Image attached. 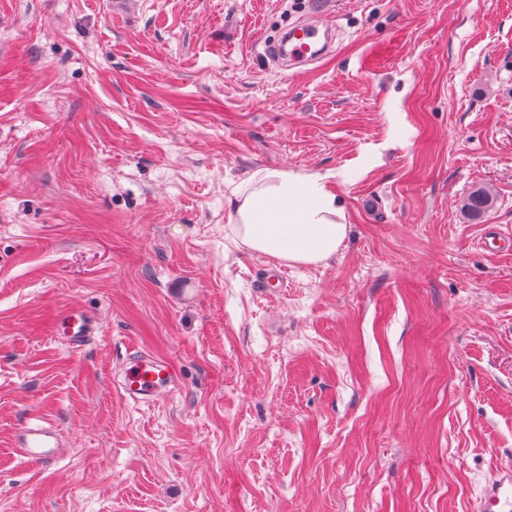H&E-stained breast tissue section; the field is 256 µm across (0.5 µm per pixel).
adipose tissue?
Listing matches in <instances>:
<instances>
[{"mask_svg":"<svg viewBox=\"0 0 512 512\" xmlns=\"http://www.w3.org/2000/svg\"><path fill=\"white\" fill-rule=\"evenodd\" d=\"M342 201L316 174L255 170L235 191L229 221L251 251L298 265L334 257L348 236Z\"/></svg>","mask_w":512,"mask_h":512,"instance_id":"obj_1","label":"adipose tissue"}]
</instances>
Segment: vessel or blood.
<instances>
[{
    "instance_id": "obj_1",
    "label": "vessel or blood",
    "mask_w": 512,
    "mask_h": 512,
    "mask_svg": "<svg viewBox=\"0 0 512 512\" xmlns=\"http://www.w3.org/2000/svg\"><path fill=\"white\" fill-rule=\"evenodd\" d=\"M295 41V57L299 61L309 58V44L320 41V30L314 25H300L289 33ZM65 339L70 348L79 350L98 333V324L72 310L63 311L59 317ZM178 376L173 366L148 354L133 356L122 376L121 391L125 398L138 404L152 405L177 384ZM14 446L22 457L31 462L52 459L60 441L53 426L47 422L24 425L15 437ZM475 512H512V467L497 470L479 497Z\"/></svg>"
}]
</instances>
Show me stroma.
<instances>
[{"instance_id":"1","label":"stroma","mask_w":512,"mask_h":512,"mask_svg":"<svg viewBox=\"0 0 512 512\" xmlns=\"http://www.w3.org/2000/svg\"><path fill=\"white\" fill-rule=\"evenodd\" d=\"M308 17L0 0V512H473L512 465V0H340L332 53L267 61ZM258 169L350 226L283 288L228 221ZM138 353L177 370L153 406L118 390ZM34 419L57 458L17 455ZM495 199L480 186L474 187L463 202L464 211L472 221H481L495 207ZM58 322L63 326L64 338L69 347L75 350H81L97 336L99 329L96 321L72 310H64Z\"/></svg>"}]
</instances>
